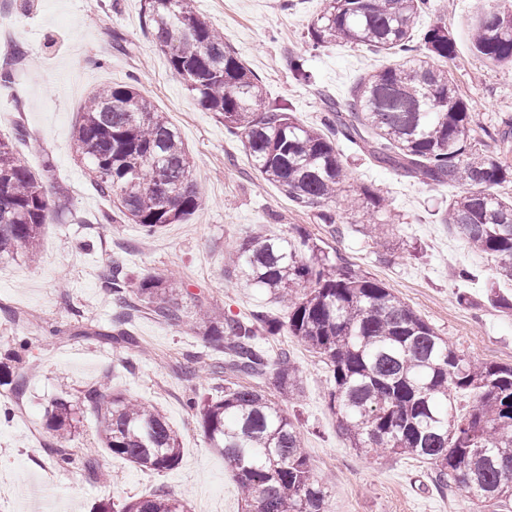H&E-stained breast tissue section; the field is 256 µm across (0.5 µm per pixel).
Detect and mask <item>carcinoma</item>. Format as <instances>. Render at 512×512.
Here are the masks:
<instances>
[{
  "mask_svg": "<svg viewBox=\"0 0 512 512\" xmlns=\"http://www.w3.org/2000/svg\"><path fill=\"white\" fill-rule=\"evenodd\" d=\"M430 8V0H325L310 31L314 46H365L393 63L367 74L344 104L323 95L320 127L301 124L285 106L266 101L261 81L192 0H144V17L172 73L202 109L241 137L260 177L297 206L317 208L323 223H335L322 206L336 198L345 178L341 137L378 166L431 188H457L445 223L470 249L494 258L499 275L512 281V199L494 192L512 183V166L472 146L469 104L457 95L448 68L435 64L454 56L446 25H432L415 41L414 21ZM471 30L474 52L494 65H512V0H484ZM27 140L20 124L0 138V262L35 260L44 226L69 208L64 190L51 196L43 185L52 171L49 158L39 171L20 161L17 148ZM74 144L94 174V189L117 199L119 216L146 235L186 221L203 203L178 130L132 85L109 84L88 95ZM350 206L370 216L362 231L381 239L383 225L372 216L385 199L366 188ZM229 266L284 304L288 332L323 357L329 403L351 447L365 455L417 457L433 466L443 492L512 504V365L466 357L378 281L325 254L305 258L288 238L250 236ZM102 279L128 307L181 320L169 276L158 273L133 285L115 260ZM285 324L263 315L199 318L202 336L224 354L209 370L269 378L283 395L300 393L288 353L273 362L257 343L259 331L276 335ZM110 338L119 348H137L126 313L112 318ZM463 391L473 395L465 413L457 405ZM189 406L211 447L223 452L245 512H330L331 492L315 478L301 432L264 390L229 381L216 396L190 398ZM85 407L98 418L101 448L76 458L65 442ZM47 427L56 435L52 452L63 469L79 464L97 472L102 450L150 471L169 470L181 457L179 435L162 412L107 383L87 390L79 404L56 402ZM118 512L188 510L157 488Z\"/></svg>",
  "mask_w": 512,
  "mask_h": 512,
  "instance_id": "1",
  "label": "carcinoma"
}]
</instances>
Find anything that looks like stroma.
Masks as SVG:
<instances>
[{"instance_id": "obj_1", "label": "stroma", "mask_w": 512, "mask_h": 512, "mask_svg": "<svg viewBox=\"0 0 512 512\" xmlns=\"http://www.w3.org/2000/svg\"><path fill=\"white\" fill-rule=\"evenodd\" d=\"M432 9L414 23L422 38L434 21L452 34L456 53L450 63L457 93L471 105V127L478 149L512 163V143L494 135L512 116V66H497L477 55L470 43L475 0H431ZM322 0H196V9L223 30L227 40L262 82L268 101L279 102L307 125L322 121L320 92L346 102L371 70L388 56L359 46L313 47L309 25ZM12 21V43L26 51L16 81L0 86V133L24 125L27 145L19 157L39 168L43 154L54 172L49 192L67 191L70 212L46 225L37 263H0V352L17 337L29 340L14 376L25 379V417L0 422V512H30L26 488H37L61 512H100L165 488L190 512H242L233 474L221 453L210 447L198 417L185 401L211 395L223 378L198 366L185 378L184 365L205 350L197 331L182 329L137 308L128 314L130 333L152 354L102 339L121 305L101 279L113 258H121L136 280L164 273L178 291L185 312L197 309L221 319L265 313L285 318L282 307L247 286L225 266L227 254L256 232L294 238L303 228L329 257H340L382 282L439 336L464 354L512 364V313L488 304L489 288L512 295V281L500 279L494 259L468 248L444 224L442 214L454 190L429 188L401 171L371 163L340 144L346 171L342 194L328 203L335 224L322 223L311 208L296 206L278 188L260 179L239 137L212 113L201 109L174 76L145 27L143 0H0V16ZM304 56L313 77L296 80L288 59ZM133 85L167 112L194 160V180L205 206L180 224L155 235L115 216L95 192L73 145L76 120L94 89ZM385 197L389 208L384 244L361 231L362 215L347 201L363 189ZM472 278H462V271ZM269 358L288 353L302 370L298 395L279 394L271 380L260 387L275 396L301 430L316 478L332 493L331 512H482V505L460 492H440L430 464L412 457L366 456L350 447L339 431L327 397V369L320 356L288 331L262 336ZM113 389L158 407L177 430L182 454L177 466L143 471L124 459L99 454L108 478L99 481L83 467L58 468L49 449L54 437L46 411L60 396L79 401L102 379Z\"/></svg>"}]
</instances>
